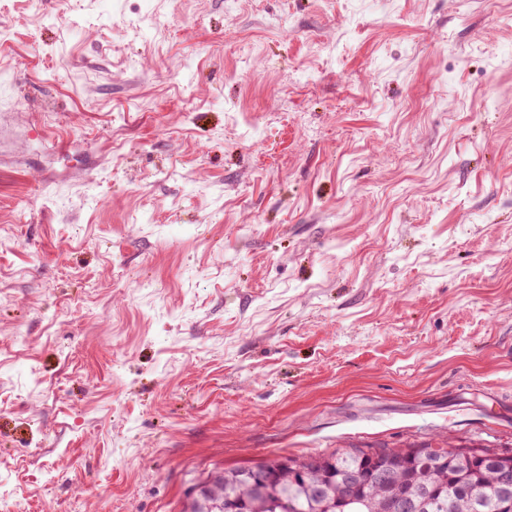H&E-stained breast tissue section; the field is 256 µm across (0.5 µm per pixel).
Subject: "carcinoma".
<instances>
[{"label":"carcinoma","mask_w":512,"mask_h":512,"mask_svg":"<svg viewBox=\"0 0 512 512\" xmlns=\"http://www.w3.org/2000/svg\"><path fill=\"white\" fill-rule=\"evenodd\" d=\"M319 457L332 470L330 479L320 484L314 476L298 480L285 473L278 481L277 493L294 498L296 512H317L310 496L316 487L334 512H398L403 499L412 502V512H495L494 501L512 497V473H501L485 448L353 445ZM230 494L235 502L228 512L255 508L247 482Z\"/></svg>","instance_id":"obj_1"}]
</instances>
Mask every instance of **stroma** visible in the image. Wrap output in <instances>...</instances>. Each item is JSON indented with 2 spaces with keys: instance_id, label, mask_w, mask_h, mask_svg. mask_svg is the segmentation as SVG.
I'll list each match as a JSON object with an SVG mask.
<instances>
[{
  "instance_id": "1",
  "label": "stroma",
  "mask_w": 512,
  "mask_h": 512,
  "mask_svg": "<svg viewBox=\"0 0 512 512\" xmlns=\"http://www.w3.org/2000/svg\"><path fill=\"white\" fill-rule=\"evenodd\" d=\"M442 435L512 451V0H0V512Z\"/></svg>"
}]
</instances>
